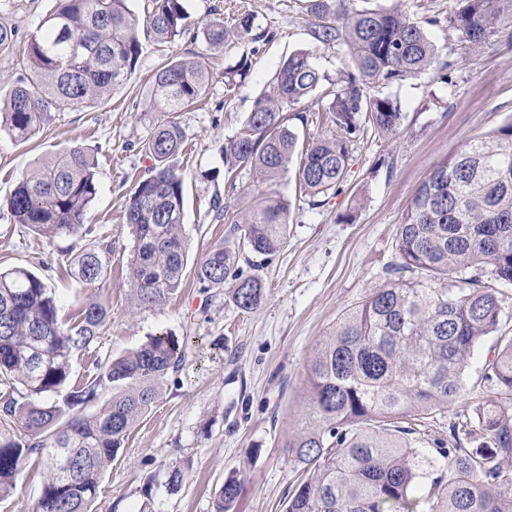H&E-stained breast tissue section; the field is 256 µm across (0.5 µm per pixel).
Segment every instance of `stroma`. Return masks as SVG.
<instances>
[{"instance_id": "stroma-1", "label": "stroma", "mask_w": 512, "mask_h": 512, "mask_svg": "<svg viewBox=\"0 0 512 512\" xmlns=\"http://www.w3.org/2000/svg\"><path fill=\"white\" fill-rule=\"evenodd\" d=\"M305 5V0H184L190 34L175 49L142 37L135 74L108 101L52 113L25 143L0 134V267L40 276L59 296L63 320L86 302L101 298L108 304L96 349L74 357L72 376L94 373L96 360L120 356L154 334L191 339L182 368L163 380L156 403L105 470L96 512H211L230 472L244 487L239 512H285L303 479L287 445L301 428L308 359L347 308L398 280L392 269L397 226L435 164L512 122V45L469 50L448 27L455 0H406L413 20L437 17L427 31L440 58L456 65L446 78L435 72L377 87V95L399 100L405 115L400 132L393 139L369 133L353 142L347 178L322 206L296 192L293 176L275 184L290 204L286 241L272 256L245 251L237 261L261 279V306L237 309L226 290L201 288L189 269L169 301L135 307L127 279L133 242L124 211L147 172L140 147L156 120L142 109L144 77L174 52L206 62L211 74L199 106L173 115L185 137L175 165L184 176L183 222L194 263L223 244L230 231L214 201L237 202L254 185L248 169L227 176L222 149L283 58L311 48L327 77L325 90L336 86L345 50L311 44ZM54 6L55 0H10L8 9L0 10V22L18 27L12 47L0 51V89L9 90L24 75L27 36ZM243 10L255 15L268 38L257 43L245 38L221 49L204 39L200 28L211 12L228 20ZM245 54L252 61L249 77L240 88L226 90L225 67ZM77 145L94 159L97 172L84 232L47 238L14 223L6 202L19 178L38 160ZM98 243L107 248L106 277L99 287L86 288L68 275L67 266ZM175 467L183 479L173 493L167 479ZM42 481V467L27 463L14 492L0 498V512H32Z\"/></svg>"}]
</instances>
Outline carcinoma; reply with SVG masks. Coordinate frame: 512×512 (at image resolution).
<instances>
[{"label":"carcinoma","instance_id":"obj_1","mask_svg":"<svg viewBox=\"0 0 512 512\" xmlns=\"http://www.w3.org/2000/svg\"><path fill=\"white\" fill-rule=\"evenodd\" d=\"M56 8L29 35V76L15 79L0 98V132L28 141L50 113L71 106L94 108L135 73L141 34L170 47L192 23L183 0H146L144 15L127 0H55ZM448 28L473 49L512 43V0H458ZM318 22L312 42L345 48L348 59L322 110L328 136L306 137L291 124L307 123L291 110L326 80L309 50L291 52L256 98L242 128L224 143L231 172L252 171L263 185L288 175L317 198L339 191L347 177L349 147L371 130L394 136L400 103L370 89L450 70L424 27L399 5L353 8L351 0H308ZM255 16L203 26L220 48L253 34ZM241 56L224 71L234 89L250 74ZM210 79L199 60L172 55L148 78L143 108L159 115L142 152L151 165L128 201L125 220L133 241L129 282L139 306L165 302L182 288L188 263L183 224V176L174 159L184 149L172 112L196 107ZM97 194L95 164L81 146L37 162L7 201L15 223L50 237L74 235ZM222 206L214 204L218 209ZM224 244L197 263L205 288L229 285L233 304L252 312L264 289L257 276L235 266L248 250L271 256L283 246L288 199L265 190L236 214ZM398 272L420 279L379 288L347 310L306 368L307 428L288 443L305 479L285 512H512V307L489 281L512 284V122L467 143L437 164L420 184L395 238ZM74 275L88 288L105 278L101 250L76 258ZM108 318L102 302H88L68 324L56 293L25 268L0 270V498L10 495L22 467L47 469L34 512H95L102 476L131 429L159 395L161 382L182 364L189 339L149 337L128 354L106 361L97 374L75 380L74 356L91 352ZM495 338L481 384L497 398L478 402L448 439H433L448 459L446 477L429 479L427 457L414 446L418 422L448 409L464 391L474 350ZM112 388L103 400L101 394ZM92 411H86V408ZM242 493L230 472L212 512H235Z\"/></svg>","mask_w":512,"mask_h":512}]
</instances>
